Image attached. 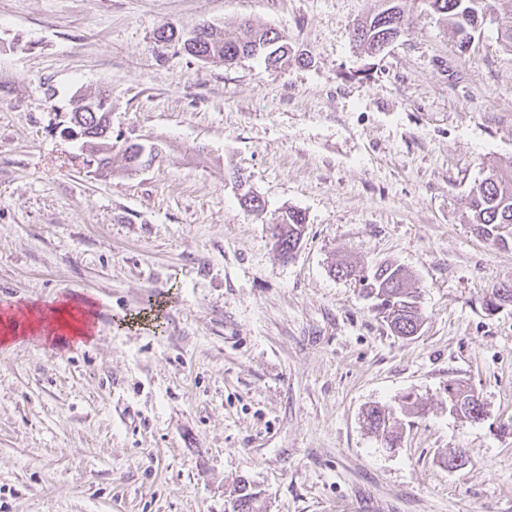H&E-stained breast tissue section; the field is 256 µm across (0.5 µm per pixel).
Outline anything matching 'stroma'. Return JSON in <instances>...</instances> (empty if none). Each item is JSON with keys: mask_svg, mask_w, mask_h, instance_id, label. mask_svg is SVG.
Returning <instances> with one entry per match:
<instances>
[{"mask_svg": "<svg viewBox=\"0 0 512 512\" xmlns=\"http://www.w3.org/2000/svg\"><path fill=\"white\" fill-rule=\"evenodd\" d=\"M488 2L463 50L403 0L409 32L371 54L352 31L377 0H0V304L103 303L89 342L0 343V512H232L242 480L263 512H512V302L485 308L512 225L486 240L467 198L512 166V0ZM246 20L287 35L288 64L156 39ZM101 92L152 165L117 148L96 175L63 136ZM346 260L404 267L416 335ZM452 379L483 420L451 412ZM408 394L387 446L364 412ZM305 217L298 211H288L286 217H283L281 224H275L273 227V238L278 239V243L275 240V249L282 257L284 250L288 251L291 248H295L292 253L294 254L297 250V245L301 240V235L304 230ZM282 246V247H279Z\"/></svg>", "mask_w": 512, "mask_h": 512, "instance_id": "35a3bbf8", "label": "stroma"}]
</instances>
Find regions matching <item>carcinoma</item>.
<instances>
[{
    "label": "carcinoma",
    "mask_w": 512,
    "mask_h": 512,
    "mask_svg": "<svg viewBox=\"0 0 512 512\" xmlns=\"http://www.w3.org/2000/svg\"><path fill=\"white\" fill-rule=\"evenodd\" d=\"M401 0H379L378 9L367 15L355 26L354 41L373 52L385 37L394 29L393 22L405 18ZM430 11L438 15L454 31L459 47L468 48L474 33L485 22L482 2L484 0H424ZM205 48L220 55L234 57L263 55L266 65L288 61V36L272 28H264L249 21L245 22L238 35L224 38L215 32L209 33ZM104 113L85 114V125L90 130L83 138L82 151L85 157L96 156L100 174L112 173V131L103 121ZM471 223L478 225L483 235L500 238L495 229L501 224H512V172L496 171L495 174L476 183L468 198ZM305 217L298 211H288L282 222L274 225L272 236L288 251L297 247L304 230ZM342 278H353L361 286L366 296L376 300L375 308L383 318L392 320L390 330L410 336L422 326L417 306V295L408 288L403 268L394 263L386 267L365 268L349 263H340L334 269ZM368 428L386 433L384 439L393 444L398 438L396 420L393 414L383 407L373 406L364 414ZM236 501L240 502L241 512H261L255 493L247 491L242 484L236 490Z\"/></svg>",
    "instance_id": "carcinoma-1"
}]
</instances>
